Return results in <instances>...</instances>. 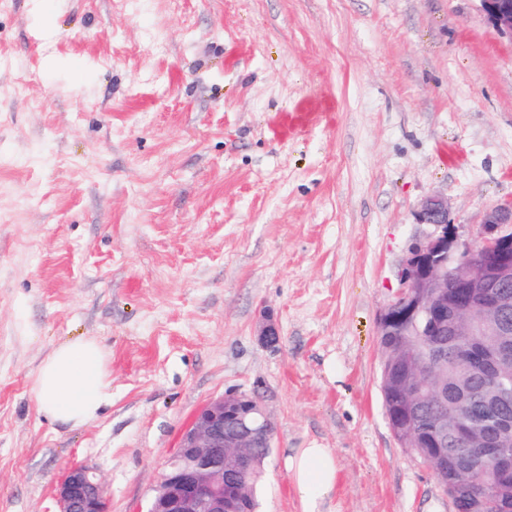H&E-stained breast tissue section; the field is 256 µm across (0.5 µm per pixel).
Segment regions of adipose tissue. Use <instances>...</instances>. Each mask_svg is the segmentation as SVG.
Instances as JSON below:
<instances>
[{
	"label": "adipose tissue",
	"instance_id": "adipose-tissue-1",
	"mask_svg": "<svg viewBox=\"0 0 512 512\" xmlns=\"http://www.w3.org/2000/svg\"><path fill=\"white\" fill-rule=\"evenodd\" d=\"M32 392L41 414L52 423L79 427L93 421L112 398L108 355L92 339L55 347L41 362ZM303 512H317L336 488L330 449L301 448L289 462Z\"/></svg>",
	"mask_w": 512,
	"mask_h": 512
}]
</instances>
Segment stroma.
<instances>
[{
	"label": "stroma",
	"instance_id": "stroma-1",
	"mask_svg": "<svg viewBox=\"0 0 512 512\" xmlns=\"http://www.w3.org/2000/svg\"><path fill=\"white\" fill-rule=\"evenodd\" d=\"M435 193L467 241L512 201V41L478 0H0V512H57L74 465L145 512L195 411L257 387V512H302L299 448L336 461L319 512H452L380 392ZM81 337L112 401L50 423L32 380Z\"/></svg>",
	"mask_w": 512,
	"mask_h": 512
}]
</instances>
